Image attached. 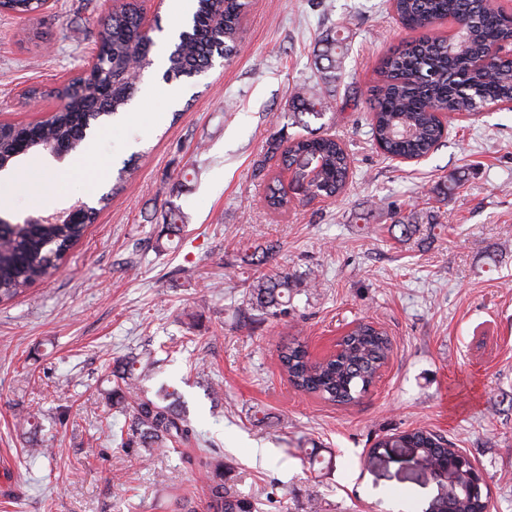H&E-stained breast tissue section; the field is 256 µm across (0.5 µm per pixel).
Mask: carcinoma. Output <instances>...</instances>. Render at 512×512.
<instances>
[{
  "mask_svg": "<svg viewBox=\"0 0 512 512\" xmlns=\"http://www.w3.org/2000/svg\"><path fill=\"white\" fill-rule=\"evenodd\" d=\"M248 0H192L190 17L165 60L166 80L191 78L205 72L219 57L230 61L237 50ZM43 0H0V13L33 14ZM389 9L413 37L391 48L377 69V81L368 89L371 134L389 158H420L433 153L446 139L439 112L464 115L495 106L512 105V63L488 58L494 45H512V21L490 0H389ZM446 21L458 29L454 42L432 33ZM345 38L329 32L316 57L324 77L336 78L344 56ZM153 38L141 25L136 5L125 3L109 14L99 39L98 64L92 74L59 91L63 110L37 123H0V173L14 169L31 152L52 155L67 146L77 150L104 116L125 109L138 92L140 72L152 64ZM291 124L308 133L291 138L280 130L267 142L266 158L280 157L283 165L300 175L314 173V195L336 198L350 177V158L334 137L310 128L322 120L328 105L313 93L300 91L288 103ZM267 206L282 213L288 196L278 185L268 186ZM86 208L80 221L0 224V301L11 299L26 287L52 273L67 252L83 237L94 219ZM269 242L246 255L263 262L277 252ZM315 287L313 280H295L288 274L262 275L250 284V301L262 314L277 318L288 314L292 291ZM391 352L384 331L359 322L336 344V353L313 359L305 342L294 338L279 349L278 360L289 382L299 391L332 404L356 401L375 382ZM149 361L128 353L112 367V388L105 396L125 405ZM133 444L148 454L166 451L196 438L191 424L177 409L174 393L156 398L136 396L130 404ZM416 448L428 464L453 453L443 435L425 427L393 433L371 449ZM198 470L206 480L208 512H255L256 506L224 480V456L214 448L199 449ZM469 466L460 470L453 512H475L467 491ZM422 512H448L446 483L435 492Z\"/></svg>",
  "mask_w": 512,
  "mask_h": 512,
  "instance_id": "obj_1",
  "label": "carcinoma"
}]
</instances>
